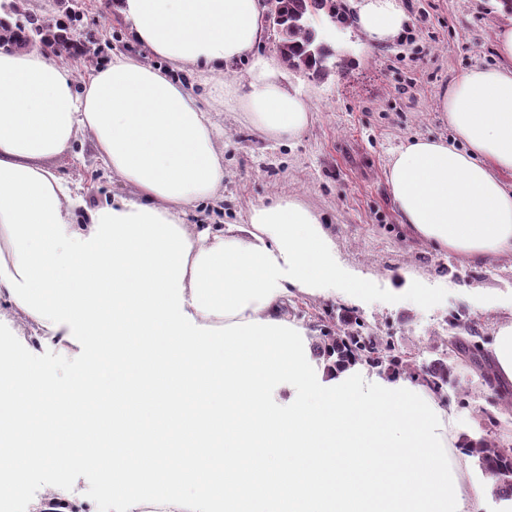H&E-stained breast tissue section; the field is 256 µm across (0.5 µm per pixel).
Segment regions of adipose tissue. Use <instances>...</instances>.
<instances>
[{
	"label": "adipose tissue",
	"instance_id": "adipose-tissue-1",
	"mask_svg": "<svg viewBox=\"0 0 512 512\" xmlns=\"http://www.w3.org/2000/svg\"><path fill=\"white\" fill-rule=\"evenodd\" d=\"M370 44L398 35L401 0H349ZM129 42L160 69L113 55L75 92L71 70L40 49L0 52V323L27 324L37 341L68 351L80 337H111L113 364L156 358L168 427L195 437L190 452L150 456L164 484L198 483L180 512H238L221 503L225 477L238 501L279 512H461L478 500L451 449L478 439L448 434L449 416L425 383L367 377L356 367L309 369L305 329L285 312L294 293L336 282L339 262L320 213L299 197L251 208L245 223L192 230L187 218L224 191V150L208 111L176 78L192 68L224 77V106L275 142L313 117L308 97L281 80L280 56L261 54V0H115ZM497 65L452 81L439 108L451 140L418 138L391 157L387 178L411 235L470 263L512 259V26L497 34ZM242 63V79L227 78ZM89 133L103 166L133 189L87 208L44 167ZM68 253L55 280L46 258ZM484 355L512 387V317ZM294 389L268 399V378ZM237 431L223 450L216 419Z\"/></svg>",
	"mask_w": 512,
	"mask_h": 512
}]
</instances>
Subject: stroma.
Returning a JSON list of instances; mask_svg holds the SVG:
<instances>
[{
	"instance_id": "1",
	"label": "stroma",
	"mask_w": 512,
	"mask_h": 512,
	"mask_svg": "<svg viewBox=\"0 0 512 512\" xmlns=\"http://www.w3.org/2000/svg\"><path fill=\"white\" fill-rule=\"evenodd\" d=\"M106 0H78L80 29L89 56L68 59L76 82L113 53L143 57L113 22ZM408 21L393 41L367 44L354 25L337 32L332 46L342 66L320 81L292 70L290 86L307 95L314 121L297 139L280 145L236 121L225 110L222 77L202 79L179 71L182 85L214 113L224 130V197L197 209L196 221L219 229L245 222L253 204L294 194L319 211L336 244L345 276L364 289L350 297L344 278L321 296L295 294L288 313L307 331L309 361L328 357L324 336L364 322L392 337L416 369L444 361L451 386L442 404L460 435L493 439L512 448V407L486 374L481 360L452 352L457 321L475 326L474 341L490 342L496 324L512 314V261L468 264L412 238L393 202L386 178L391 153L407 140L448 135L439 94L474 65L497 61L495 33L512 18L499 0H404ZM49 168L77 187L94 207L130 190L114 181L88 135Z\"/></svg>"
}]
</instances>
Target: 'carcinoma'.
<instances>
[{"label":"carcinoma","instance_id":"obj_1","mask_svg":"<svg viewBox=\"0 0 512 512\" xmlns=\"http://www.w3.org/2000/svg\"><path fill=\"white\" fill-rule=\"evenodd\" d=\"M61 16H38L25 7V0H6L0 10L12 19L0 23V49L12 51L19 48L33 49L50 47L66 55H82L91 48L83 44L68 43V34L77 29L82 14L65 7V0H59ZM280 16L285 18L277 32L279 50L288 67L302 71L313 78H321L336 68V54L331 45L320 38L323 19L337 13L336 0H276ZM327 356L360 359L379 366L376 360L384 355L389 364L401 368V372L414 379L418 371L400 360L395 344L389 337L373 336L358 322L342 336L326 337ZM428 385L439 390L449 383L448 366L437 363L427 372ZM469 455L477 458L480 468L494 478L493 492L501 500L512 501V457L501 453L498 446L487 439L479 448L467 449Z\"/></svg>","mask_w":512,"mask_h":512}]
</instances>
